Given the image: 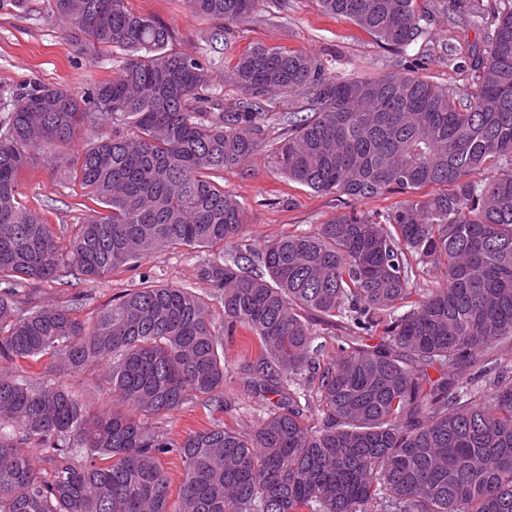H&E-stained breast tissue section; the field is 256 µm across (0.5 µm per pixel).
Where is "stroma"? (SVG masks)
I'll use <instances>...</instances> for the list:
<instances>
[{
  "label": "stroma",
  "instance_id": "35a3bbf8",
  "mask_svg": "<svg viewBox=\"0 0 512 512\" xmlns=\"http://www.w3.org/2000/svg\"><path fill=\"white\" fill-rule=\"evenodd\" d=\"M129 2L137 12L152 16L171 29L174 51L214 58L212 86L227 98L241 94L231 79L232 65L241 53L256 44L304 51L322 59L329 71L358 77L402 72L405 57L421 55L426 61L421 71L425 79L459 87L468 82L463 67L466 50L481 44L486 33L483 26L447 12L444 0H418V9L430 15L432 36L412 45L404 54L379 43L348 19L325 18L320 0H263L251 18L229 31L223 21L195 15L186 0ZM122 60L118 53L97 59L74 55L52 14L50 0H34L29 12H0L2 89L37 78L81 95L93 84L117 74ZM214 179L246 208L244 232L236 242L240 248L259 249L266 240L314 229L345 210L339 195L317 193L288 180L269 163L263 147L244 170L219 172ZM18 181L24 204L43 215L58 244L68 247L88 214V199L81 186L63 179L40 155L31 158ZM209 257L206 251L171 247L119 267L99 280L42 282L31 285L30 292L41 305L63 306L72 297H81L76 313L89 321L113 299L146 285L188 287L207 296L208 290L198 278V268ZM253 353L247 334L240 333L225 341L224 396L228 405L224 411H214L207 397L201 395L172 414L156 417L154 426L178 443L192 431L215 426L244 430L255 424L263 416L264 406L239 392L235 385L241 366ZM62 381L89 411L112 408L105 364H89L65 374Z\"/></svg>",
  "mask_w": 512,
  "mask_h": 512
}]
</instances>
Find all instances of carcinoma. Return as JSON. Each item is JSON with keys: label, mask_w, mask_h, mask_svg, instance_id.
<instances>
[{"label": "carcinoma", "mask_w": 512, "mask_h": 512, "mask_svg": "<svg viewBox=\"0 0 512 512\" xmlns=\"http://www.w3.org/2000/svg\"><path fill=\"white\" fill-rule=\"evenodd\" d=\"M187 2L226 30L259 5ZM320 3L402 53L428 35L416 0ZM51 8L72 51L125 58L81 97L30 80L0 98V512H512V0H498L468 52L463 88L418 75V57L412 71L359 79L256 44L233 66L245 92L233 100L213 92L210 58L169 50L171 29L128 0ZM273 91L298 93L306 114L281 118ZM283 121L288 132L269 140ZM100 122L112 133L60 152ZM264 143L315 192L400 200L268 241L250 270L224 254L245 211L212 174ZM37 152L102 205L66 255L19 199ZM171 246L217 252L198 278L223 305L221 328L204 297L169 285L138 288L89 323L68 306L26 307L32 283L100 279ZM430 267L442 279L412 287ZM317 322L345 329L326 357ZM238 328L257 350L238 385L267 416L179 444L152 428L199 394L224 408V335ZM43 357L58 376L107 363L128 411L89 414L60 380L36 387L4 366ZM310 377L317 425L301 402ZM26 444L47 454L50 477ZM170 452L184 463L174 508Z\"/></svg>", "instance_id": "obj_1"}]
</instances>
